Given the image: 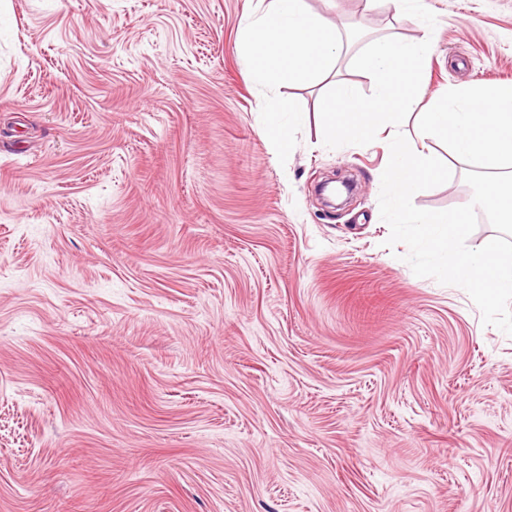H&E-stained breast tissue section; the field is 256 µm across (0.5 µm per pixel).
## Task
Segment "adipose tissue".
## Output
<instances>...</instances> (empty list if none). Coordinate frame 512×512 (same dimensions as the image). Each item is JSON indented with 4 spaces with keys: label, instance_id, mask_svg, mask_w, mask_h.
Wrapping results in <instances>:
<instances>
[{
    "label": "adipose tissue",
    "instance_id": "obj_1",
    "mask_svg": "<svg viewBox=\"0 0 512 512\" xmlns=\"http://www.w3.org/2000/svg\"><path fill=\"white\" fill-rule=\"evenodd\" d=\"M259 12L242 27L240 50L253 82L273 88L291 82L313 85L327 80L342 51L335 27L311 13L305 0H260ZM304 117L295 106L269 98L263 131L273 148H282L290 127Z\"/></svg>",
    "mask_w": 512,
    "mask_h": 512
}]
</instances>
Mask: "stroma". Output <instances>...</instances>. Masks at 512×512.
<instances>
[{
  "mask_svg": "<svg viewBox=\"0 0 512 512\" xmlns=\"http://www.w3.org/2000/svg\"><path fill=\"white\" fill-rule=\"evenodd\" d=\"M432 39L415 109L512 82V0H305ZM259 0H0V512H512V336L386 247L392 133L273 151ZM416 207L472 198L467 165ZM329 179L354 191L331 208Z\"/></svg>",
  "mask_w": 512,
  "mask_h": 512,
  "instance_id": "35a3bbf8",
  "label": "stroma"
}]
</instances>
